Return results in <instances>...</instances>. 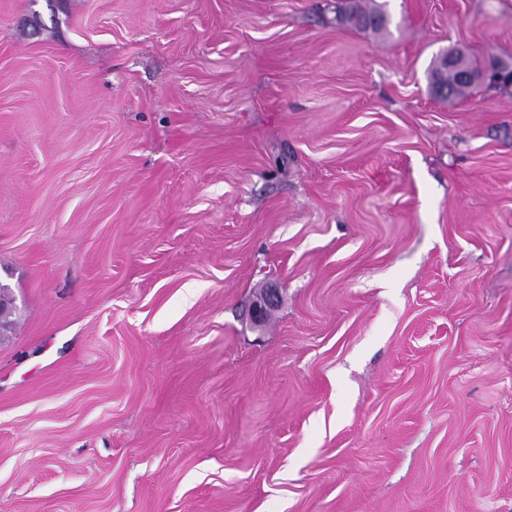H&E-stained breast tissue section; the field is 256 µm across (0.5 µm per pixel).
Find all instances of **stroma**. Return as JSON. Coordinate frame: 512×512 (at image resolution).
I'll use <instances>...</instances> for the list:
<instances>
[{"instance_id": "35a3bbf8", "label": "stroma", "mask_w": 512, "mask_h": 512, "mask_svg": "<svg viewBox=\"0 0 512 512\" xmlns=\"http://www.w3.org/2000/svg\"><path fill=\"white\" fill-rule=\"evenodd\" d=\"M377 2L0 0V512H512V0ZM337 19L341 22H348L361 29H374L381 31L385 29L387 17L384 12L374 7H362L356 4L339 6ZM464 52L461 50H455L450 52L449 54L445 53L437 56L430 67L429 75L430 79L433 83V86L437 84H446L453 88L452 96L462 97L466 95L469 89L475 84H485L484 83V75L491 69L495 68L499 64H507L508 66H512V64L507 63L505 61L496 59L493 56H488V58L479 59L469 54H465L464 57V65L471 72L473 78L469 81H461L458 78V74L454 69H450L449 67H457L460 64L461 54ZM443 55H445L443 57ZM443 57V60H442ZM443 61L446 67L443 65Z\"/></svg>"}]
</instances>
